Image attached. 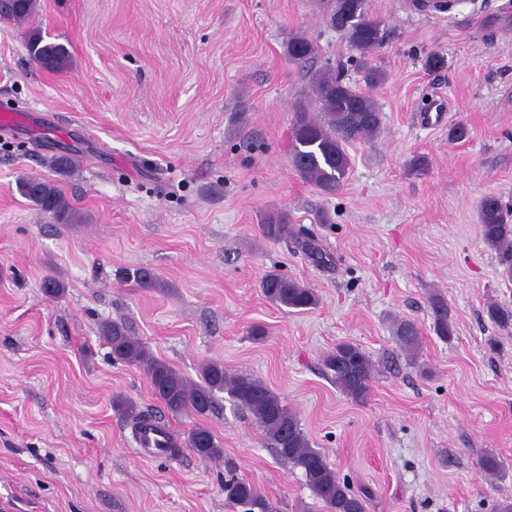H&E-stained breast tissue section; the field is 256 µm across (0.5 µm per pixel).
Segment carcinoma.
<instances>
[{
    "label": "carcinoma",
    "instance_id": "carcinoma-1",
    "mask_svg": "<svg viewBox=\"0 0 512 512\" xmlns=\"http://www.w3.org/2000/svg\"><path fill=\"white\" fill-rule=\"evenodd\" d=\"M324 5L328 22L344 32L351 47L363 57L382 47V21L369 14L366 0H324ZM35 10L36 0H0V20L25 24ZM26 45L32 60L47 71L59 72L69 61L67 47L45 39L37 29L28 31ZM287 52L292 61L304 63L314 58L317 48L308 37L293 34L288 38ZM363 80L366 87L372 88L386 80V73L367 63ZM382 118L370 94L344 82L335 67L324 66L311 76L308 101L301 100L295 107L291 128L294 170L322 192L335 193L350 167L345 145L377 137ZM19 191L40 211L54 215L61 223L74 220L70 205L51 181L26 177L19 182ZM478 221L484 243L498 254L512 274V205L496 196L485 197L479 206ZM263 232L272 240L299 238L306 254L324 261L321 250L311 244V239L302 237L301 230L289 223L285 212L267 213ZM260 287L269 302L297 312L307 311L318 303L312 289L275 270L262 276ZM431 316L436 335L445 340L450 338L453 330L448 305L438 296L431 300ZM100 333L111 345L115 359L145 367L154 395L168 413L207 414L214 409L217 394L228 392L234 405L251 416L278 456L300 469L306 486L327 512H365L363 497L339 476L320 449L311 446L297 414L265 383L247 374L229 375L223 363L213 360L201 364V382L193 383L170 364L152 356L124 324L104 322ZM393 333L408 356L418 354L421 337L413 322L395 321ZM323 364L336 386L348 396L358 401L367 398L375 364L363 349L352 343H341L325 355ZM187 443L204 461L221 456L213 432L202 424L190 429ZM224 499L231 507L244 508V512H276L255 483L233 474L224 478Z\"/></svg>",
    "mask_w": 512,
    "mask_h": 512
}]
</instances>
